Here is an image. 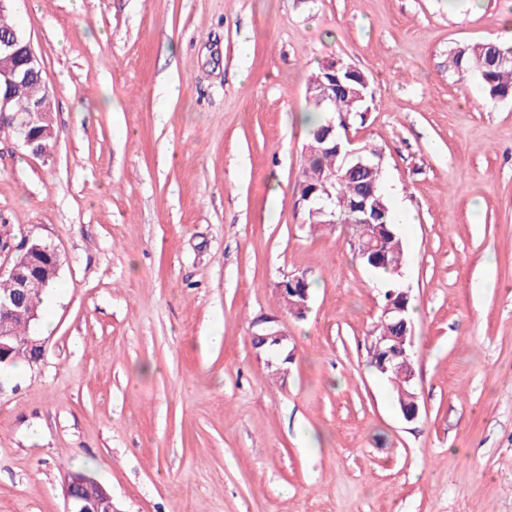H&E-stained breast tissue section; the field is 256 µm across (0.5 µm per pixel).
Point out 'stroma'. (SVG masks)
Segmentation results:
<instances>
[{
    "mask_svg": "<svg viewBox=\"0 0 512 512\" xmlns=\"http://www.w3.org/2000/svg\"><path fill=\"white\" fill-rule=\"evenodd\" d=\"M512 0H19L49 78L43 157L0 136V226L61 257L45 355L0 376V512H512V98L449 69ZM410 206L417 419L369 365L382 283L299 200L311 71ZM177 96H170V87ZM306 274V317L278 285ZM278 317L287 363L255 349ZM221 332V345L208 336ZM256 326L257 329L252 333V343L256 349L263 348L269 341L281 347L286 346L284 342L288 340V336L275 317L261 319L256 322ZM264 348L271 349L269 344ZM88 480L79 473H71L64 483L65 512H119L114 509L112 494L96 482L94 491L88 489Z\"/></svg>",
    "mask_w": 512,
    "mask_h": 512,
    "instance_id": "35a3bbf8",
    "label": "stroma"
}]
</instances>
